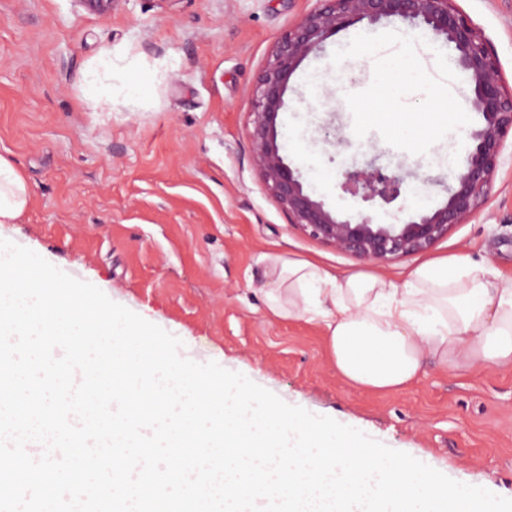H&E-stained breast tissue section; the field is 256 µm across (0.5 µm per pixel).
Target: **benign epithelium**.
<instances>
[{"label": "benign epithelium", "instance_id": "7a95c632", "mask_svg": "<svg viewBox=\"0 0 512 512\" xmlns=\"http://www.w3.org/2000/svg\"><path fill=\"white\" fill-rule=\"evenodd\" d=\"M88 13L109 18L120 0H76ZM281 37L261 72L252 99L250 161L267 192L292 224L304 234L365 261L385 262L424 252L448 236L457 224L469 223L484 207L512 136V89H507L498 56L489 40L455 0H319ZM398 19L425 26L454 46L457 63L472 86L470 105L481 116L472 134L463 168L448 188L442 205L413 214L402 224H375L368 216L353 221L326 208L305 190L298 169L288 164L278 143V118L291 77L300 64L336 31L355 21ZM342 191L364 202L390 205L405 191L406 176L383 166L343 170Z\"/></svg>", "mask_w": 512, "mask_h": 512}]
</instances>
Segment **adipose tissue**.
Masks as SVG:
<instances>
[{
  "label": "adipose tissue",
  "mask_w": 512,
  "mask_h": 512,
  "mask_svg": "<svg viewBox=\"0 0 512 512\" xmlns=\"http://www.w3.org/2000/svg\"><path fill=\"white\" fill-rule=\"evenodd\" d=\"M419 79L413 54L390 56L377 73L379 96L360 107L395 112ZM452 119L449 111L412 112L390 132L419 143L446 131ZM27 202L24 180L0 158V223L15 220ZM266 297L274 317L318 322L337 372L360 389L402 391L428 359L458 368L512 366V276L488 278L463 256L424 262L401 286L377 274L288 262Z\"/></svg>",
  "instance_id": "ef3b65f1"
}]
</instances>
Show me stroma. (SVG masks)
Instances as JSON below:
<instances>
[{"label":"stroma","instance_id":"35a3bbf8","mask_svg":"<svg viewBox=\"0 0 512 512\" xmlns=\"http://www.w3.org/2000/svg\"><path fill=\"white\" fill-rule=\"evenodd\" d=\"M490 40L512 86V0H456ZM318 0H122L112 17L75 0H0V157L28 188L0 224L56 267H79L112 301L178 337L181 354L244 374L284 402L359 430L454 480L512 498V368L460 371L426 361L400 392L354 388L318 323L272 317L273 259L403 283L421 263L466 256L512 275V143L485 209L428 251L384 264L312 240L291 224L249 160L259 74L283 33ZM411 45L420 82L407 110L466 113L431 148L394 140L358 105L385 56ZM455 53L422 26L362 20L292 76L278 119L281 153L309 191L347 216L402 223L444 203L480 117ZM344 128L337 146L326 124ZM407 177L382 207L344 194L343 165Z\"/></svg>","mask_w":512,"mask_h":512}]
</instances>
